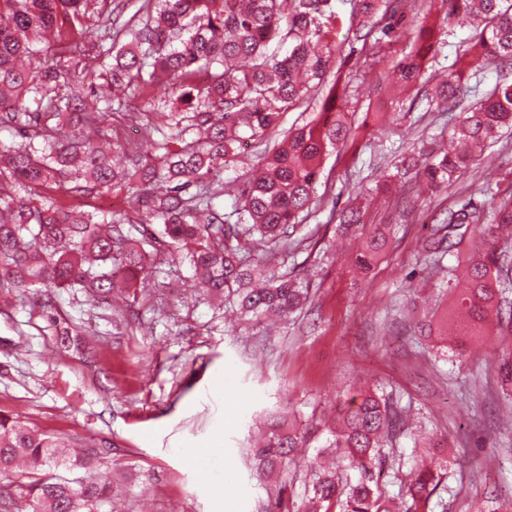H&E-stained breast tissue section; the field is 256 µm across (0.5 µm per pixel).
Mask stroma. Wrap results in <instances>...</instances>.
<instances>
[{
    "mask_svg": "<svg viewBox=\"0 0 512 512\" xmlns=\"http://www.w3.org/2000/svg\"><path fill=\"white\" fill-rule=\"evenodd\" d=\"M411 50L400 40L381 62L352 53L328 79L346 84L359 130L331 155L317 187L323 201L274 252L279 271L305 279L309 301L276 327L225 324L228 310L204 298L188 263L167 256L148 267L135 298L102 303L62 294L51 309L32 292L0 302V413L67 443H99L96 469L112 478L113 512H266L269 497L244 455L266 413L289 414L309 430L308 455L324 442L336 399L380 388L409 417L388 453L410 460L429 435L460 458L448 479V512H502L512 500V424L496 330L463 363L444 360L409 329L431 315L441 279L422 260L427 217L465 194L481 206L485 180L512 191V135L479 157L450 190L403 183L395 162L435 149L453 112L406 113L364 124L394 65ZM412 197V215L393 210ZM367 207L366 226L337 230L339 209ZM389 227L388 250L370 272L355 264L368 230Z\"/></svg>",
    "mask_w": 512,
    "mask_h": 512,
    "instance_id": "stroma-1",
    "label": "stroma"
}]
</instances>
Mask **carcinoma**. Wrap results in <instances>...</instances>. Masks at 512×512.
I'll list each match as a JSON object with an SVG mask.
<instances>
[{"label":"carcinoma","instance_id":"carcinoma-1","mask_svg":"<svg viewBox=\"0 0 512 512\" xmlns=\"http://www.w3.org/2000/svg\"><path fill=\"white\" fill-rule=\"evenodd\" d=\"M348 29L362 47L379 49L406 36L405 0H351ZM444 19L481 17L455 70L435 92L415 95L408 110L459 111L450 148L409 159L431 187H451L475 160L473 148L512 129V81L502 75L480 103L462 106L464 76L488 63L512 64V0H441ZM339 17L332 0H143L122 18L112 0H0V123L24 141H0V292L37 288L42 306L63 290L110 296L116 287L136 292L138 278L165 246L189 263L201 292L261 320L302 308L308 288L280 273L267 254L288 227L317 201L327 157L350 136L345 91L334 81L320 111L284 134L278 118L311 87L324 82L336 48ZM440 20L423 18L412 50L394 66L396 84L419 85L436 54ZM288 45L279 57L270 45ZM143 98L149 112H127L126 102L92 98L96 82ZM140 120L154 152L107 150L82 134L96 128L109 138L112 118ZM260 150L259 174L244 182L231 210L224 169L243 144ZM123 194L129 210L104 213L87 201ZM448 233L471 229L485 243L455 267L440 264L439 247L424 246V262L449 276L451 308L437 322H420L422 336L463 355L466 342L484 335L490 320L512 334V192L494 197L491 210L458 202L445 220ZM386 237L365 239L356 265L369 269ZM501 388L512 398V352L499 365ZM338 426L307 465L308 495L291 507L277 496L278 512H426L442 492L453 458L437 451L416 464L403 484L401 508L386 495L379 475L385 447L405 430L406 418L388 399L367 389L342 403ZM307 433L289 419L270 417L252 448L259 481L288 475ZM23 512H101L110 477L46 476L44 467L74 465L69 449L36 428L0 414V481L15 483L19 460Z\"/></svg>","mask_w":512,"mask_h":512}]
</instances>
